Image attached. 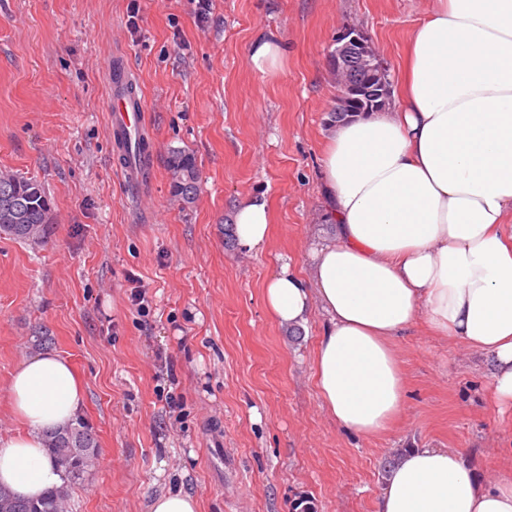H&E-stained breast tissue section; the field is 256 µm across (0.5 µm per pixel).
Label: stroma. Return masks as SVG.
<instances>
[{
	"mask_svg": "<svg viewBox=\"0 0 512 512\" xmlns=\"http://www.w3.org/2000/svg\"><path fill=\"white\" fill-rule=\"evenodd\" d=\"M137 17H130V5ZM432 0H0V171L40 181L41 242L0 235V436L20 433L8 382L37 346L84 387L78 420L98 458L69 488L72 512H147L183 488L199 512H375L389 468L412 447L462 448L481 486L512 469V408L486 357L416 325L398 341L404 411L364 438L321 405L313 358L323 317L280 326L264 287L282 264L307 274L323 220L320 158L336 97L326 53L364 29L390 83ZM274 33L288 46L264 76L247 58ZM121 51L146 102L148 178L116 171L103 63ZM200 191L171 187L173 151ZM264 195L260 250L226 243L236 201ZM145 294L143 308L131 303ZM170 170L174 192L181 196L185 204H192L197 195L200 179L195 158L184 151H176L170 161Z\"/></svg>",
	"mask_w": 512,
	"mask_h": 512,
	"instance_id": "stroma-1",
	"label": "stroma"
}]
</instances>
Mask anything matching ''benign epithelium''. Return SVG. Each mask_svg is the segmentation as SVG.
<instances>
[{
    "label": "benign epithelium",
    "instance_id": "7a95c632",
    "mask_svg": "<svg viewBox=\"0 0 512 512\" xmlns=\"http://www.w3.org/2000/svg\"><path fill=\"white\" fill-rule=\"evenodd\" d=\"M327 66L338 91L330 122L340 123L383 110L389 96L387 71L359 26L348 24L336 32L327 50Z\"/></svg>",
    "mask_w": 512,
    "mask_h": 512
}]
</instances>
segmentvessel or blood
Masks as SVG:
<instances>
[{
    "label": "vessel or blood",
    "instance_id": "obj_1",
    "mask_svg": "<svg viewBox=\"0 0 512 512\" xmlns=\"http://www.w3.org/2000/svg\"><path fill=\"white\" fill-rule=\"evenodd\" d=\"M107 110L112 143L121 158L120 172L127 183L137 184L140 178L139 167L126 162L125 156L128 147L142 139L144 100L136 82L119 62L111 64L108 70Z\"/></svg>",
    "mask_w": 512,
    "mask_h": 512
}]
</instances>
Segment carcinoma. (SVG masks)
<instances>
[{
  "label": "carcinoma",
  "mask_w": 512,
  "mask_h": 512,
  "mask_svg": "<svg viewBox=\"0 0 512 512\" xmlns=\"http://www.w3.org/2000/svg\"><path fill=\"white\" fill-rule=\"evenodd\" d=\"M172 187L184 203L194 202L200 179L195 158L183 151L174 152L170 161ZM50 223L49 202L40 182L13 173L0 172V233L16 240L37 242ZM44 445L50 456L65 462V480H79L87 473L84 459L97 442L83 422L45 433ZM12 497L8 512H67L69 493L53 489L38 500L21 498L0 487V499Z\"/></svg>",
  "instance_id": "1"
}]
</instances>
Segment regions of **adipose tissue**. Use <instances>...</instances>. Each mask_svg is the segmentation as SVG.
Wrapping results in <instances>:
<instances>
[{
	"label": "adipose tissue",
	"mask_w": 512,
	"mask_h": 512,
	"mask_svg": "<svg viewBox=\"0 0 512 512\" xmlns=\"http://www.w3.org/2000/svg\"><path fill=\"white\" fill-rule=\"evenodd\" d=\"M325 219L307 275L282 264L265 305L280 325L324 322L314 353L323 407L373 437L404 409L397 340L416 323L487 354L496 401L512 406V0H434L413 29L399 103L332 127L320 160ZM241 246L262 248L266 199L233 209ZM25 426L0 437V486L25 498L60 487L42 440L83 400L71 364L25 355L8 388ZM376 512H512V472L480 487L460 448H412Z\"/></svg>",
	"instance_id": "1"
}]
</instances>
